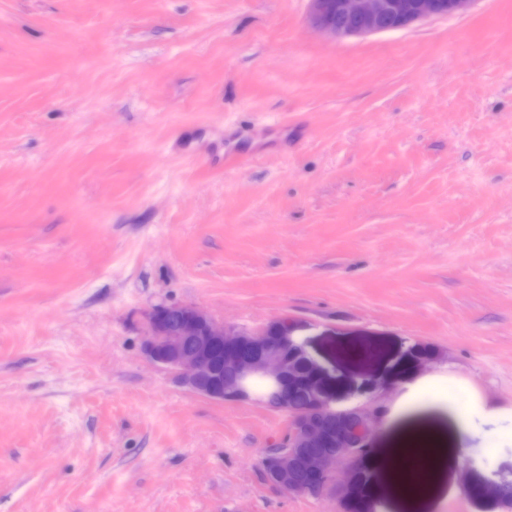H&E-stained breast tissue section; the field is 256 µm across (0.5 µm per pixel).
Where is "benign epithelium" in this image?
<instances>
[{
  "label": "benign epithelium",
  "instance_id": "7a95c632",
  "mask_svg": "<svg viewBox=\"0 0 512 512\" xmlns=\"http://www.w3.org/2000/svg\"><path fill=\"white\" fill-rule=\"evenodd\" d=\"M475 0H308L309 25L334 40L409 28L463 11ZM295 326L282 318L254 330L217 323L204 309L173 304L147 316L143 350L149 361L176 373L181 386L224 403L253 401L288 414L280 448L261 459L265 481L293 496L318 498L356 484L375 461L373 434L379 408L333 406L326 371L312 361ZM308 405H291L297 367ZM499 501L512 504V480H493Z\"/></svg>",
  "mask_w": 512,
  "mask_h": 512
}]
</instances>
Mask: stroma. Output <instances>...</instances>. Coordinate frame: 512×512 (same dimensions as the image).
Segmentation results:
<instances>
[{"instance_id":"obj_1","label":"stroma","mask_w":512,"mask_h":512,"mask_svg":"<svg viewBox=\"0 0 512 512\" xmlns=\"http://www.w3.org/2000/svg\"><path fill=\"white\" fill-rule=\"evenodd\" d=\"M307 17L0 0V512H504L512 0L336 41ZM172 304L292 319L338 405L381 407L373 479L265 485L287 415L151 364L147 315ZM424 429L436 467L411 488Z\"/></svg>"}]
</instances>
